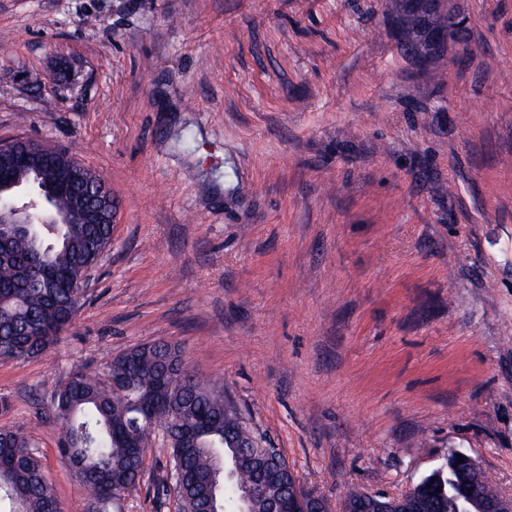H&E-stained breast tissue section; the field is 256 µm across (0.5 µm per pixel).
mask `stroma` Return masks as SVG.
<instances>
[{"label": "stroma", "instance_id": "obj_1", "mask_svg": "<svg viewBox=\"0 0 512 512\" xmlns=\"http://www.w3.org/2000/svg\"><path fill=\"white\" fill-rule=\"evenodd\" d=\"M427 66L385 0H0V141L107 180L112 249L0 427L93 512L53 389L158 339L336 506L457 449L512 494V0H447ZM148 448L120 512H178Z\"/></svg>", "mask_w": 512, "mask_h": 512}]
</instances>
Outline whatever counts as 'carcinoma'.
Wrapping results in <instances>:
<instances>
[{
    "label": "carcinoma",
    "mask_w": 512,
    "mask_h": 512,
    "mask_svg": "<svg viewBox=\"0 0 512 512\" xmlns=\"http://www.w3.org/2000/svg\"><path fill=\"white\" fill-rule=\"evenodd\" d=\"M400 18V40L408 43L414 19L404 0H388ZM67 155L61 149L45 161L41 184L14 161H0V183L32 188L38 200L50 194L56 212L69 206L58 191L70 175L59 170ZM112 246L110 224H39L20 227L3 241L0 260V358L25 359L51 344L71 323L83 295L70 288L88 267L97 265ZM122 373L131 390L112 389V374ZM58 447L94 500L95 512H112L116 496L135 486L145 453L132 454V442L149 443L153 420L171 418L189 430L176 434L169 449L175 484L187 512H238L239 487L264 481L278 494L288 492L292 473L269 465L258 469L240 445L254 431L235 412L224 411V396L205 388L188 368L178 346L159 340L132 347L108 362L103 375L75 372L54 392ZM498 489L490 477L474 479L454 454L421 478L407 502L414 512H455L459 501L489 500ZM0 509L3 512H58L54 488L47 479L33 439L19 428L0 429Z\"/></svg>",
    "instance_id": "1"
}]
</instances>
